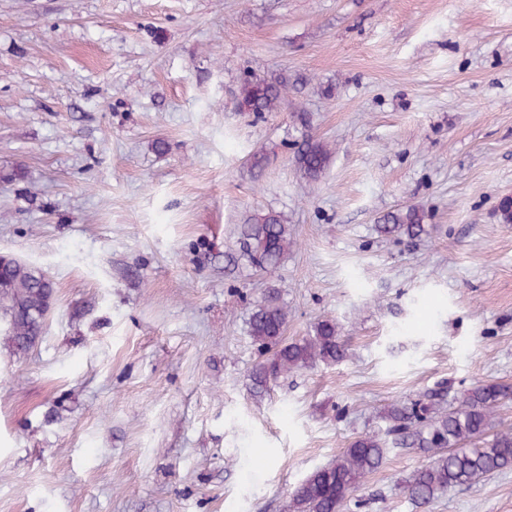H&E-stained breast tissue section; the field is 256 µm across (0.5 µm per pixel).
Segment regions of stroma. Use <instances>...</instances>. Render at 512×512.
Masks as SVG:
<instances>
[{"label": "stroma", "instance_id": "obj_1", "mask_svg": "<svg viewBox=\"0 0 512 512\" xmlns=\"http://www.w3.org/2000/svg\"><path fill=\"white\" fill-rule=\"evenodd\" d=\"M250 70L307 83L258 119ZM297 106L333 145L312 183ZM507 196L512 0H0V253L56 284L28 355L0 333V512H285L392 404L512 385ZM406 206L428 235L381 238ZM266 210L293 230L280 268L227 270ZM272 285L288 338L330 316L349 357L257 399ZM428 461L390 449L340 512H512V470L415 504Z\"/></svg>", "mask_w": 512, "mask_h": 512}]
</instances>
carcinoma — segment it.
<instances>
[{
  "mask_svg": "<svg viewBox=\"0 0 512 512\" xmlns=\"http://www.w3.org/2000/svg\"><path fill=\"white\" fill-rule=\"evenodd\" d=\"M288 93L283 74L250 72L241 81L236 107L261 118L281 109ZM299 175L319 180L332 155L328 143L308 134L293 143ZM425 215L408 206L383 216L377 231L385 236L416 240L426 233ZM238 252L257 272L273 274L294 238L278 212H257L239 227ZM54 281L40 268L11 254H0V326L14 353L26 354L45 333L55 303ZM288 307L279 288L272 286L254 302L248 335L259 352L250 374V392L262 397L289 374L319 364L334 366L349 357L341 328L333 318L319 320L307 336L287 339ZM447 389L441 386L425 399L395 405L385 416V433H365L328 464L307 475L289 494L286 512H339L365 477L383 466L389 448L413 445L432 452L428 464L406 482L405 491L418 505H427L439 493L471 485L512 469V430L488 434L496 413L512 401V387L480 381L443 408Z\"/></svg>",
  "mask_w": 512,
  "mask_h": 512,
  "instance_id": "1",
  "label": "carcinoma"
}]
</instances>
